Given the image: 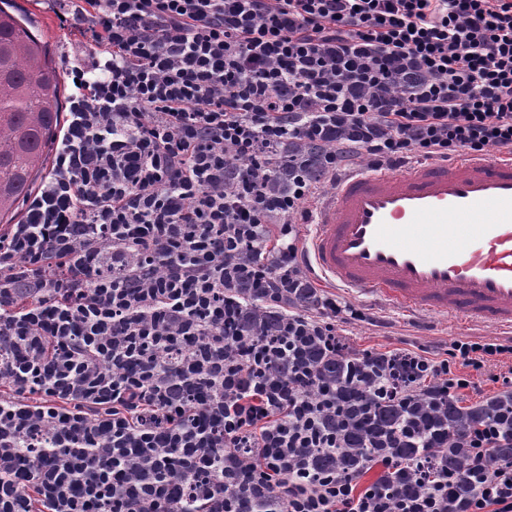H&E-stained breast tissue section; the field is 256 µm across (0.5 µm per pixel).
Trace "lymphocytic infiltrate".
<instances>
[{
  "mask_svg": "<svg viewBox=\"0 0 512 512\" xmlns=\"http://www.w3.org/2000/svg\"><path fill=\"white\" fill-rule=\"evenodd\" d=\"M69 2L93 54L0 228V512H512V343L354 349L296 231L355 161L512 155V0Z\"/></svg>",
  "mask_w": 512,
  "mask_h": 512,
  "instance_id": "f902f5d3",
  "label": "lymphocytic infiltrate"
}]
</instances>
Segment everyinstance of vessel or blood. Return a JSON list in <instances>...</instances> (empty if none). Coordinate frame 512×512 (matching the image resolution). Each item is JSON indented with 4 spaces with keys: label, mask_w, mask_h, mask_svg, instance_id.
Wrapping results in <instances>:
<instances>
[{
    "label": "vessel or blood",
    "mask_w": 512,
    "mask_h": 512,
    "mask_svg": "<svg viewBox=\"0 0 512 512\" xmlns=\"http://www.w3.org/2000/svg\"><path fill=\"white\" fill-rule=\"evenodd\" d=\"M305 259L332 286L512 330V157L352 173L318 209Z\"/></svg>",
    "instance_id": "obj_1"
}]
</instances>
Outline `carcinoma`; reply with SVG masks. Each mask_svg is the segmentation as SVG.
Here are the masks:
<instances>
[{
  "instance_id": "cac0c4a2",
  "label": "carcinoma",
  "mask_w": 512,
  "mask_h": 512,
  "mask_svg": "<svg viewBox=\"0 0 512 512\" xmlns=\"http://www.w3.org/2000/svg\"><path fill=\"white\" fill-rule=\"evenodd\" d=\"M32 22L0 0V223L16 222L24 201L47 174L51 146L63 122L60 77ZM292 152L316 172L323 156L311 145Z\"/></svg>"
}]
</instances>
